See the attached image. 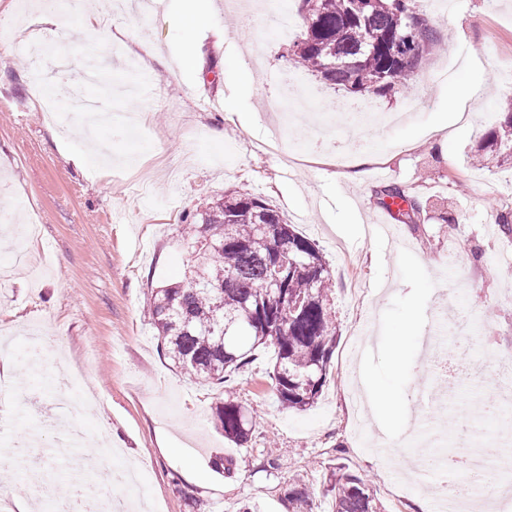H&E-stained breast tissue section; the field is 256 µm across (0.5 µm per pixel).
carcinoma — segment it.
Masks as SVG:
<instances>
[{
    "mask_svg": "<svg viewBox=\"0 0 512 512\" xmlns=\"http://www.w3.org/2000/svg\"><path fill=\"white\" fill-rule=\"evenodd\" d=\"M304 33L292 45L296 63L325 83L354 93L380 94L405 86L437 33L418 0H302ZM399 45L401 51L393 52ZM474 159L512 168V110L486 131ZM380 204L401 199L404 223L416 225L418 197L387 184ZM188 235L198 252L188 280L151 291L149 310L166 353L180 368L215 385L249 363L260 346L276 354L272 381L280 404L312 407L326 386L336 347L335 290L323 253L266 202L230 191L194 214ZM282 264L279 288L268 284ZM224 438L247 441L253 427L242 406L223 400L213 409ZM332 512H377L364 479L343 475L331 489ZM290 512H308V496L288 489Z\"/></svg>",
    "mask_w": 512,
    "mask_h": 512,
    "instance_id": "obj_1",
    "label": "carcinoma"
}]
</instances>
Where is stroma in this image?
I'll return each instance as SVG.
<instances>
[{
    "label": "stroma",
    "instance_id": "obj_1",
    "mask_svg": "<svg viewBox=\"0 0 512 512\" xmlns=\"http://www.w3.org/2000/svg\"><path fill=\"white\" fill-rule=\"evenodd\" d=\"M224 2L215 0L209 27L189 38L176 22L180 0H168L160 13L118 12L113 38L88 37L79 50L60 31L26 27L39 0H0V262L23 247L51 263L41 279L19 265L0 282V330L16 337L0 353L10 364L0 373V387L11 391V410L0 419L7 512H18L29 480L45 483L39 512H53L76 482L98 480L96 470L75 476L46 454L66 431L29 400L52 404L57 381L77 394L94 391L102 406L75 418L87 436L85 458L141 469L137 487L113 490L133 512H240L246 505L282 512L297 482L306 485L313 512H329V487L342 473L367 479L379 512H418L407 476L413 457L384 454L381 440L396 435L375 413L358 418L356 398L385 376L383 341L404 320L420 333L436 310L469 314L471 298L491 311L490 328L465 348L449 344L448 356L470 363L479 379L461 377L446 389L421 352L403 366L395 389L409 407L421 396L439 402L423 423L448 435L438 456L463 453L497 427L475 407L500 400L512 372V238L497 224L501 211L512 210V197L502 194L512 174L478 166L471 150L512 110V0L492 7L431 0L423 13L437 46L413 81L382 96L324 84L295 64L292 37ZM188 40L199 56L192 68L180 63ZM146 76L153 82L145 87ZM290 77L315 97L331 129L326 147H310L296 164L257 148L269 131L266 101ZM474 82L489 89L456 118L448 98ZM209 98L221 109L205 108ZM78 100L113 115L100 130L109 176L66 157V148L80 146L69 137L81 121ZM132 110L147 115L133 139L120 121ZM218 130L223 138H215ZM361 150L369 154L363 166L331 159ZM384 183L439 209L413 227L394 220L366 232L383 211L375 190ZM234 189L256 194L316 242L332 273L336 349L321 397L303 412L279 405L272 350H259L218 388L177 368L151 324V290L182 281L194 263L187 215ZM32 325L54 339L46 383L24 360ZM228 396L255 423L240 446L212 419ZM382 454L387 460L376 466Z\"/></svg>",
    "mask_w": 512,
    "mask_h": 512
}]
</instances>
